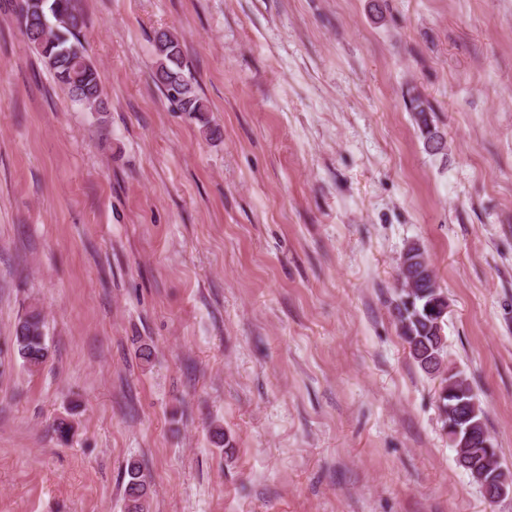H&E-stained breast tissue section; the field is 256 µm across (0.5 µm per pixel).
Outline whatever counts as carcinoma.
<instances>
[{
  "mask_svg": "<svg viewBox=\"0 0 512 512\" xmlns=\"http://www.w3.org/2000/svg\"><path fill=\"white\" fill-rule=\"evenodd\" d=\"M14 11L23 34L71 100L89 110L106 111L107 98L82 34L84 16L80 0H21L14 4ZM154 49L157 57L154 81L170 105L180 112L208 111L179 39L169 31H159L154 36ZM409 107L415 112L427 148L440 150L442 140L429 120L432 108L428 101L417 94L409 98ZM445 300L447 296L435 277L410 290L399 289L395 299L400 335L407 344L410 358L425 372L430 365L446 360V337L438 334L434 317L436 304ZM14 345L23 364L30 369L46 360L44 319L38 310L32 309L18 320ZM450 379L454 380L453 395L449 398L438 395L442 424L448 422V405L462 402L465 404L462 414L467 416V423L479 434L487 432L483 408L468 378L457 370ZM457 463L469 474L475 469L489 468L500 476H512L502 467L495 449L489 454L485 448H471ZM125 475L128 477L125 512H147V482L140 464L129 461Z\"/></svg>",
  "mask_w": 512,
  "mask_h": 512,
  "instance_id": "cac0c4a2",
  "label": "carcinoma"
}]
</instances>
